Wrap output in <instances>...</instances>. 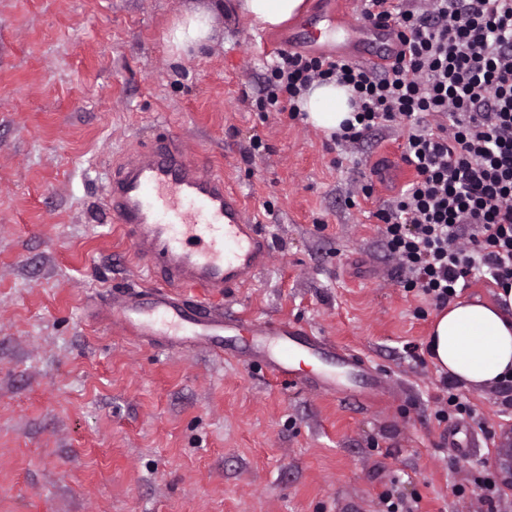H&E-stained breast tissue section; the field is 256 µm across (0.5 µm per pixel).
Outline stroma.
Listing matches in <instances>:
<instances>
[{
    "label": "stroma",
    "mask_w": 512,
    "mask_h": 512,
    "mask_svg": "<svg viewBox=\"0 0 512 512\" xmlns=\"http://www.w3.org/2000/svg\"><path fill=\"white\" fill-rule=\"evenodd\" d=\"M209 3L0 0V512H385L387 495L483 512L478 491L452 488L512 442V407L499 386H461L471 416H436L438 309L403 287L374 216L414 177L398 163L403 124L343 155L289 113L258 111L274 33L234 0L207 47L168 43ZM170 137L223 172L269 237L271 265L219 307L359 353L385 402L112 329L106 306L147 279L109 179Z\"/></svg>",
    "instance_id": "35a3bbf8"
}]
</instances>
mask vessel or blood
I'll list each match as a JSON object with an SVG mask.
<instances>
[{"label": "vessel or blood", "instance_id": "vessel-or-blood-1", "mask_svg": "<svg viewBox=\"0 0 512 512\" xmlns=\"http://www.w3.org/2000/svg\"><path fill=\"white\" fill-rule=\"evenodd\" d=\"M370 34L360 59L387 65L400 42L386 27H371ZM278 45L332 57L344 50L332 27L322 36L286 34ZM108 204L152 280L113 301L108 309L113 328L141 344L260 361L279 377H293L297 357L306 353L321 370L305 379L304 387L369 401L380 397L378 376L358 355L290 322L228 318L212 305V297L252 284L272 260L267 238L239 195L225 187L223 174L192 159L176 141L153 144L113 176Z\"/></svg>", "mask_w": 512, "mask_h": 512}]
</instances>
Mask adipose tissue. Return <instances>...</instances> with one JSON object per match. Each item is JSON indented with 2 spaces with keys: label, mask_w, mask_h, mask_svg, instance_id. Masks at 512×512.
<instances>
[{
  "label": "adipose tissue",
  "mask_w": 512,
  "mask_h": 512,
  "mask_svg": "<svg viewBox=\"0 0 512 512\" xmlns=\"http://www.w3.org/2000/svg\"><path fill=\"white\" fill-rule=\"evenodd\" d=\"M305 0H238L252 24L275 28L299 16ZM352 93L336 82H313L299 100L306 120L327 133L352 119ZM430 355L441 372L467 388H480L512 377V294L505 302L458 299L436 317Z\"/></svg>",
  "instance_id": "1"
}]
</instances>
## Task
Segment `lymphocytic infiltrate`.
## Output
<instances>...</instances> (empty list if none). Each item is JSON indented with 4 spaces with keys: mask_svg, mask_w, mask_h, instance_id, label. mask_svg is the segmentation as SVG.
Wrapping results in <instances>:
<instances>
[{
    "mask_svg": "<svg viewBox=\"0 0 512 512\" xmlns=\"http://www.w3.org/2000/svg\"><path fill=\"white\" fill-rule=\"evenodd\" d=\"M360 16L392 26L390 66L280 54L259 110L298 113L311 83L333 81L354 108L337 148L403 122L415 177L376 217L408 286L441 306L475 280L512 288V0H363Z\"/></svg>",
    "mask_w": 512,
    "mask_h": 512,
    "instance_id": "f902f5d3",
    "label": "lymphocytic infiltrate"
}]
</instances>
